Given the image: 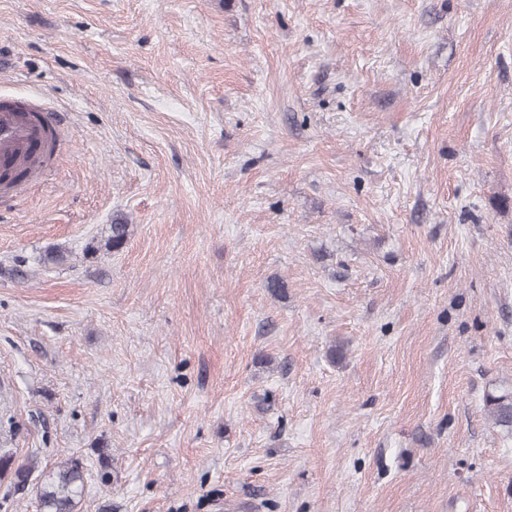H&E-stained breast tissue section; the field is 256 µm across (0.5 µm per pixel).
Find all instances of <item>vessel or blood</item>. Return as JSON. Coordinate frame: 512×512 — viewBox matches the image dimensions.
<instances>
[{
    "mask_svg": "<svg viewBox=\"0 0 512 512\" xmlns=\"http://www.w3.org/2000/svg\"><path fill=\"white\" fill-rule=\"evenodd\" d=\"M55 146V130L43 104L0 101V170H21L27 181L43 179V163Z\"/></svg>",
    "mask_w": 512,
    "mask_h": 512,
    "instance_id": "obj_1",
    "label": "vessel or blood"
}]
</instances>
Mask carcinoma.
<instances>
[{"label":"carcinoma","instance_id":"cac0c4a2","mask_svg":"<svg viewBox=\"0 0 512 512\" xmlns=\"http://www.w3.org/2000/svg\"><path fill=\"white\" fill-rule=\"evenodd\" d=\"M130 225L113 220L108 245L119 250L127 242ZM485 408L493 424L512 436V389L486 394ZM35 464L19 463L11 450L0 448V479H9L15 487L24 486ZM84 490V467L78 458H70L51 467L37 489L38 512H77Z\"/></svg>","mask_w":512,"mask_h":512}]
</instances>
